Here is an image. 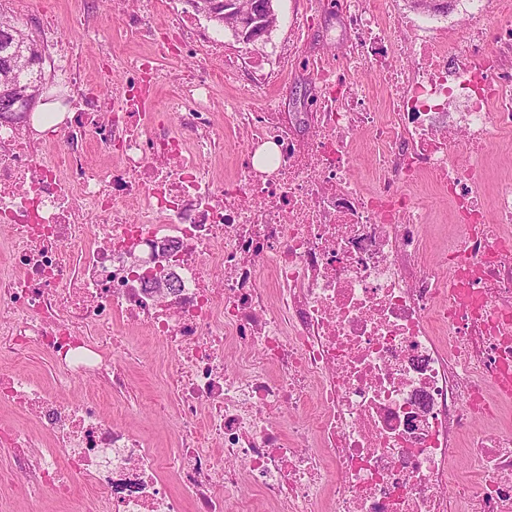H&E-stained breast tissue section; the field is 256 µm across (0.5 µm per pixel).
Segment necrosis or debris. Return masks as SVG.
<instances>
[{
  "mask_svg": "<svg viewBox=\"0 0 512 512\" xmlns=\"http://www.w3.org/2000/svg\"><path fill=\"white\" fill-rule=\"evenodd\" d=\"M382 5L344 0L343 66L303 53L312 111H280L262 84L264 111L230 105L224 127L248 150L219 185L202 158L224 145L209 107L222 41L179 8L181 36L159 51L197 65L175 123L156 117L144 55L99 73L111 106L76 93L62 162L0 119V358L47 361L0 369L11 479L62 501L81 480L75 512H512V428L470 430L512 399V179L484 190L489 133L512 149V0L492 27L486 0H462L460 39L411 56ZM358 130L371 191L354 176ZM92 141L115 166L88 164ZM425 179L460 226L437 262L422 257L435 217L407 191ZM128 327L175 357L153 407L175 420L165 457L97 401L63 397L88 380L134 409Z\"/></svg>",
  "mask_w": 512,
  "mask_h": 512,
  "instance_id": "obj_1",
  "label": "necrosis or debris"
}]
</instances>
